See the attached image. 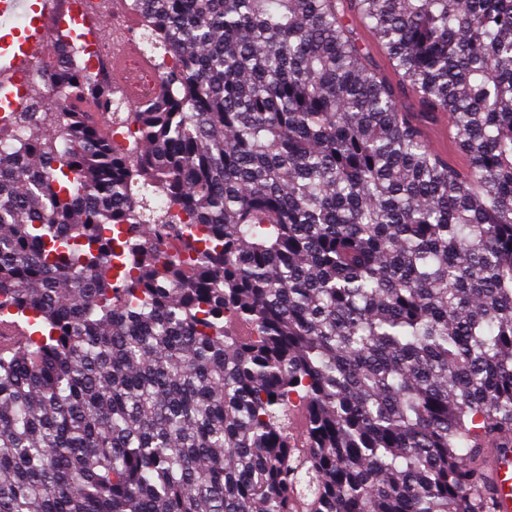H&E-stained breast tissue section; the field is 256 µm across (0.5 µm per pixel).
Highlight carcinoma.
<instances>
[{"mask_svg":"<svg viewBox=\"0 0 512 512\" xmlns=\"http://www.w3.org/2000/svg\"><path fill=\"white\" fill-rule=\"evenodd\" d=\"M139 2L145 99L48 47L0 122V512H496L512 0ZM358 37L360 43H363L367 47V53L370 57V61L372 62L373 66L380 70L381 72L388 75V77L394 82H399V78L397 76H393L391 74V71L389 70L388 63L380 51V49L377 46V43L372 36V34L366 30H361L358 28L357 30ZM365 34L367 35V38L365 39ZM39 59L33 58L27 62L23 69L14 71L8 79L7 90L0 85V106L5 100L10 104L14 102V97L24 98L27 102L24 112H45L50 106V102L57 101L59 94H52L47 91L44 85L42 70ZM42 86V96L33 98L32 89L34 86ZM4 91H6L4 93ZM19 110L18 112H21Z\"/></svg>","mask_w":512,"mask_h":512,"instance_id":"obj_1","label":"carcinoma"}]
</instances>
